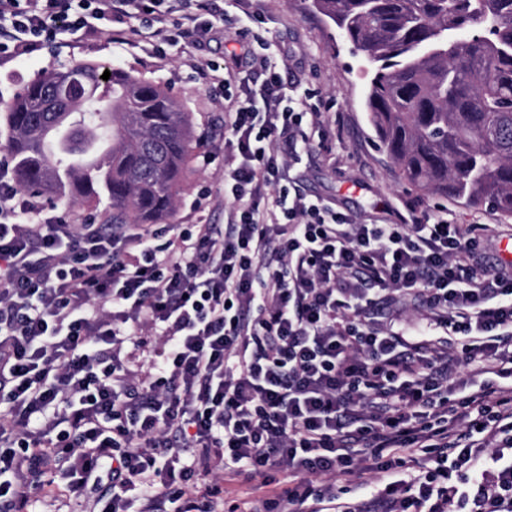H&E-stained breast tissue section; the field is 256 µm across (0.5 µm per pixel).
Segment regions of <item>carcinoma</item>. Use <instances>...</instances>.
<instances>
[{
	"label": "carcinoma",
	"instance_id": "cac0c4a2",
	"mask_svg": "<svg viewBox=\"0 0 512 512\" xmlns=\"http://www.w3.org/2000/svg\"><path fill=\"white\" fill-rule=\"evenodd\" d=\"M369 63L364 106L423 194L512 216V0H311ZM77 63L26 82L4 127L20 190L99 206L106 224H162L195 129L169 89Z\"/></svg>",
	"mask_w": 512,
	"mask_h": 512
}]
</instances>
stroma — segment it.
<instances>
[{"mask_svg":"<svg viewBox=\"0 0 512 512\" xmlns=\"http://www.w3.org/2000/svg\"><path fill=\"white\" fill-rule=\"evenodd\" d=\"M247 34L224 24L199 39L171 41L169 26L143 27L131 19L120 34L102 32L62 47L0 62V100L23 83L60 65L98 62L120 67L169 87L191 114L197 144L169 221L221 224L231 201L224 195V100L216 86L249 72L251 55L268 43L283 81L312 93L331 130L326 148L314 149L294 175L307 197L335 200L362 221H397L409 200L459 224L494 225L512 240V217L487 206H467L418 193L402 180L396 164L378 146L363 107L366 64L337 29L312 12L308 0H251Z\"/></svg>","mask_w":512,"mask_h":512,"instance_id":"stroma-1","label":"stroma"}]
</instances>
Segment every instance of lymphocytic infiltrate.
<instances>
[{"label": "lymphocytic infiltrate", "mask_w": 512, "mask_h": 512, "mask_svg": "<svg viewBox=\"0 0 512 512\" xmlns=\"http://www.w3.org/2000/svg\"><path fill=\"white\" fill-rule=\"evenodd\" d=\"M203 0H0V59ZM224 98L222 224H70L0 160V512L63 470L96 512H512V269L485 224L297 192L308 94ZM424 312L408 332L405 307ZM283 474L273 488L274 474ZM266 488L224 495L225 477ZM362 494L345 499L337 481Z\"/></svg>", "instance_id": "1"}]
</instances>
